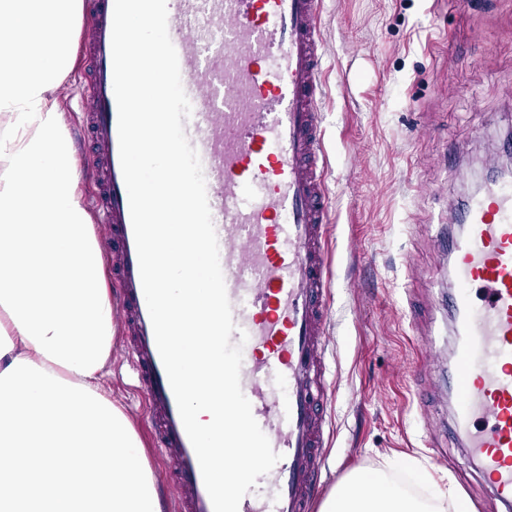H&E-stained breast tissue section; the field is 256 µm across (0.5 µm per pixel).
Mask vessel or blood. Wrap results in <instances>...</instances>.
<instances>
[{
  "label": "vessel or blood",
  "mask_w": 512,
  "mask_h": 512,
  "mask_svg": "<svg viewBox=\"0 0 512 512\" xmlns=\"http://www.w3.org/2000/svg\"><path fill=\"white\" fill-rule=\"evenodd\" d=\"M80 175L93 185L128 361L159 458L166 512H213L147 309L118 140L114 0H83ZM220 263L253 351L240 381L280 461L238 512H311L329 423L332 218L325 181L323 0H167ZM453 421L496 498L512 504V183H489L450 238Z\"/></svg>",
  "instance_id": "vessel-or-blood-1"
}]
</instances>
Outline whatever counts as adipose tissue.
<instances>
[{
  "label": "adipose tissue",
  "instance_id": "obj_1",
  "mask_svg": "<svg viewBox=\"0 0 512 512\" xmlns=\"http://www.w3.org/2000/svg\"><path fill=\"white\" fill-rule=\"evenodd\" d=\"M80 0H0V512H161L122 408L100 383L114 309L53 95ZM321 512H469L373 470Z\"/></svg>",
  "mask_w": 512,
  "mask_h": 512
}]
</instances>
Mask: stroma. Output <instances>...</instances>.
Listing matches in <instances>:
<instances>
[{
  "instance_id": "1",
  "label": "stroma",
  "mask_w": 512,
  "mask_h": 512,
  "mask_svg": "<svg viewBox=\"0 0 512 512\" xmlns=\"http://www.w3.org/2000/svg\"><path fill=\"white\" fill-rule=\"evenodd\" d=\"M334 227L325 492L355 472L488 490L451 424L448 215L512 133V0H324ZM106 390L160 472L120 334Z\"/></svg>"
}]
</instances>
